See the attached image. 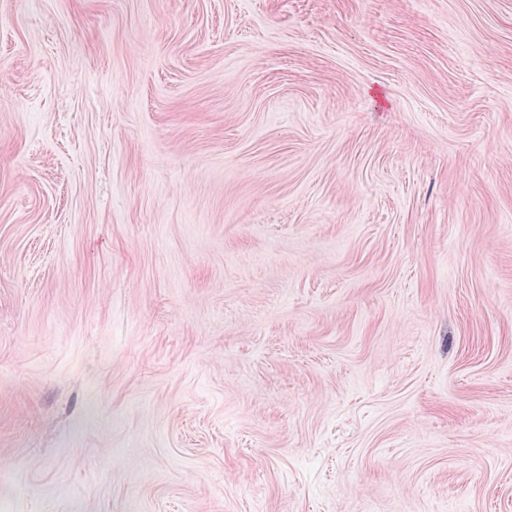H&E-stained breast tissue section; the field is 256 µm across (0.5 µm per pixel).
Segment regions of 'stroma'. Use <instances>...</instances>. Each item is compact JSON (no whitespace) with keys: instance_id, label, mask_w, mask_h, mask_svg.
<instances>
[{"instance_id":"35a3bbf8","label":"stroma","mask_w":512,"mask_h":512,"mask_svg":"<svg viewBox=\"0 0 512 512\" xmlns=\"http://www.w3.org/2000/svg\"><path fill=\"white\" fill-rule=\"evenodd\" d=\"M0 512H512V0H0Z\"/></svg>"}]
</instances>
